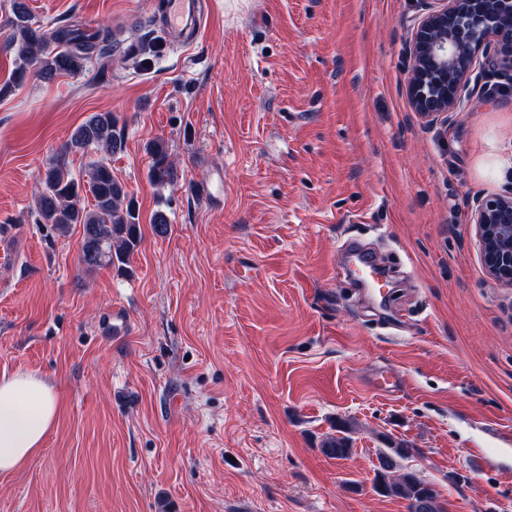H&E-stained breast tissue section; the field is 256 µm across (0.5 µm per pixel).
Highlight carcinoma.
Segmentation results:
<instances>
[{"mask_svg": "<svg viewBox=\"0 0 512 512\" xmlns=\"http://www.w3.org/2000/svg\"><path fill=\"white\" fill-rule=\"evenodd\" d=\"M11 29L4 49L14 53L17 66L13 81L0 86V97L29 78L46 82L60 75L79 74L92 58H107L119 52L123 60L135 68L143 65V56L161 51L163 42L132 43L123 48L110 29H101L88 38L75 29L57 27L46 30L32 22L25 0H11ZM123 133L110 112H95L72 132L61 145L52 162L40 175L44 189L38 199L39 223L51 225L59 234L71 226H82L79 264L87 271L128 266L141 242L136 202L126 185L112 174V167L103 160L88 166L85 178L73 177L68 157L92 149L109 155L122 149ZM151 158L148 177L154 185H168L176 178L164 140L147 146ZM93 198L84 205L83 198ZM324 455L333 459L348 457L352 448L346 436H331L321 446ZM411 448L397 445L382 453L375 477L376 490L386 496L408 501L409 512H444L437 492L412 471L401 470L398 459L410 454Z\"/></svg>", "mask_w": 512, "mask_h": 512, "instance_id": "carcinoma-1", "label": "carcinoma"}]
</instances>
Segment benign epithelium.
I'll return each mask as SVG.
<instances>
[{
    "label": "benign epithelium",
    "instance_id": "benign-epithelium-1",
    "mask_svg": "<svg viewBox=\"0 0 512 512\" xmlns=\"http://www.w3.org/2000/svg\"><path fill=\"white\" fill-rule=\"evenodd\" d=\"M411 39L408 95L419 116L466 111L467 76L479 55L512 69V0H433ZM470 223L488 274L512 285V195L480 200Z\"/></svg>",
    "mask_w": 512,
    "mask_h": 512
}]
</instances>
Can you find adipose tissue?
Returning <instances> with one entry per match:
<instances>
[{
  "label": "adipose tissue",
  "mask_w": 512,
  "mask_h": 512,
  "mask_svg": "<svg viewBox=\"0 0 512 512\" xmlns=\"http://www.w3.org/2000/svg\"><path fill=\"white\" fill-rule=\"evenodd\" d=\"M57 414V398L45 380L22 373L0 378L1 475L21 469L40 452Z\"/></svg>",
  "instance_id": "adipose-tissue-1"
}]
</instances>
